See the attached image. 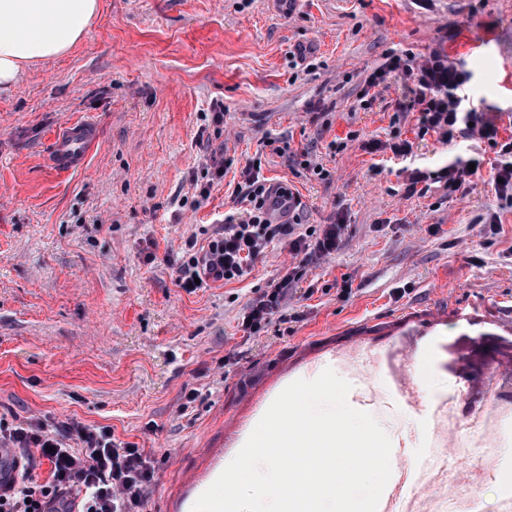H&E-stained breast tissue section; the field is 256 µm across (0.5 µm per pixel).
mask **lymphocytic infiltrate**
Segmentation results:
<instances>
[{
	"mask_svg": "<svg viewBox=\"0 0 512 512\" xmlns=\"http://www.w3.org/2000/svg\"><path fill=\"white\" fill-rule=\"evenodd\" d=\"M400 74L411 84V98L396 103L399 112H415L419 135L436 133L443 142L478 135L495 149L493 167L496 191L512 207V136L501 137L495 121L482 119L464 93L471 74L463 63L431 51L423 60L408 55H388L366 78V88ZM480 153L456 156L436 171L413 170L407 194L418 192L419 184L434 181L449 192L466 187L470 165H482ZM242 183L234 190L241 209L226 214L224 228L209 243L205 256H197L193 241H186L190 254L182 264L180 286L196 289L195 280L208 274L227 281L244 277L255 261L275 241L287 240L293 254L321 258L340 246L342 225L327 224L319 231L302 230L298 211L301 203L288 188L273 190L257 161L241 169ZM280 196L288 206V221H272L269 202ZM296 278L287 272L279 285L263 294L242 320L248 335L264 331L280 308L287 284ZM0 448L10 450L6 468H0V512H141L153 478L152 458L136 443L117 439L107 426L71 423L66 432L41 421H18L0 416Z\"/></svg>",
	"mask_w": 512,
	"mask_h": 512,
	"instance_id": "lymphocytic-infiltrate-1",
	"label": "lymphocytic infiltrate"
}]
</instances>
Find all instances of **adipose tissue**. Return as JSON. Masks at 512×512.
I'll use <instances>...</instances> for the list:
<instances>
[{
    "label": "adipose tissue",
    "instance_id": "obj_1",
    "mask_svg": "<svg viewBox=\"0 0 512 512\" xmlns=\"http://www.w3.org/2000/svg\"><path fill=\"white\" fill-rule=\"evenodd\" d=\"M99 11V0H0V89L25 67L69 52Z\"/></svg>",
    "mask_w": 512,
    "mask_h": 512
}]
</instances>
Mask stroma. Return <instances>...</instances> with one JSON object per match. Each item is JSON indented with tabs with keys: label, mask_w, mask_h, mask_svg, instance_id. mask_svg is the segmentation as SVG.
Returning a JSON list of instances; mask_svg holds the SVG:
<instances>
[{
	"label": "stroma",
	"mask_w": 512,
	"mask_h": 512,
	"mask_svg": "<svg viewBox=\"0 0 512 512\" xmlns=\"http://www.w3.org/2000/svg\"><path fill=\"white\" fill-rule=\"evenodd\" d=\"M435 49L466 62L470 100L511 126L512 0H299L287 15L269 0H101L71 51L0 93V415L111 427L152 454L143 512H184L308 365L407 336L432 396L448 397L453 434L475 439L466 395L488 397L512 372L491 362L470 377L478 344L512 341V210L496 155L418 136L415 114H394L410 98L401 76L364 87L388 53ZM82 120L98 127L93 154L49 169L54 135ZM396 132L414 143L408 160L363 150ZM304 150L328 179L296 165ZM473 151L485 163L466 192L436 183L406 196L409 170ZM214 155L261 159L298 196L306 228L343 223L338 250L311 261L281 240L244 280L180 288L186 240L207 245L236 208L235 169L201 207L185 202ZM290 267L265 332L245 334L250 305ZM381 426L393 447L424 454L425 413L395 408Z\"/></svg>",
	"instance_id": "35a3bbf8"
}]
</instances>
